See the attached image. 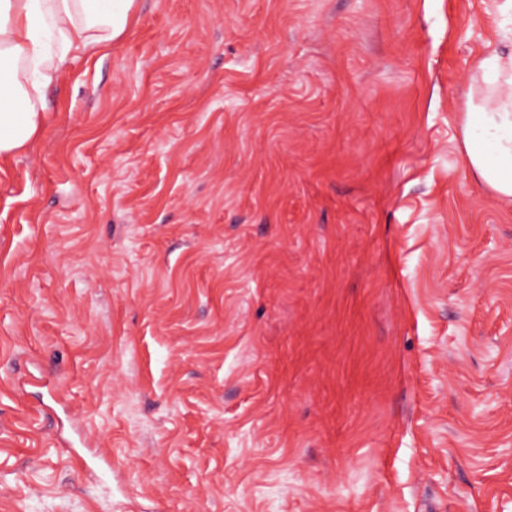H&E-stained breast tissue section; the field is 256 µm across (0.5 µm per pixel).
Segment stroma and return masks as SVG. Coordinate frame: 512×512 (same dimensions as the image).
<instances>
[{
	"mask_svg": "<svg viewBox=\"0 0 512 512\" xmlns=\"http://www.w3.org/2000/svg\"><path fill=\"white\" fill-rule=\"evenodd\" d=\"M502 0H135L0 162V512H512ZM467 163L499 197L512 198V50L475 68L460 127Z\"/></svg>",
	"mask_w": 512,
	"mask_h": 512,
	"instance_id": "stroma-1",
	"label": "stroma"
}]
</instances>
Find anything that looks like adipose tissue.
I'll list each match as a JSON object with an SVG mask.
<instances>
[{
	"instance_id": "adipose-tissue-1",
	"label": "adipose tissue",
	"mask_w": 512,
	"mask_h": 512,
	"mask_svg": "<svg viewBox=\"0 0 512 512\" xmlns=\"http://www.w3.org/2000/svg\"><path fill=\"white\" fill-rule=\"evenodd\" d=\"M134 0H0V159L36 139L46 88L77 53L109 51ZM467 163L499 197L512 198V48L482 59L460 127Z\"/></svg>"
}]
</instances>
